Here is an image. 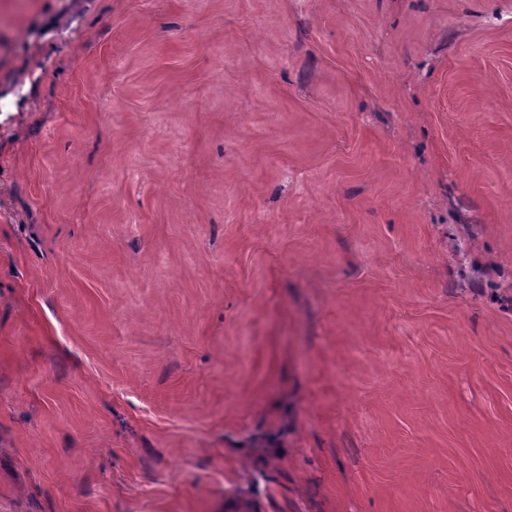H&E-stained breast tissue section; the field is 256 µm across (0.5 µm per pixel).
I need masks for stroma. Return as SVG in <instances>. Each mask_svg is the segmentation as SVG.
<instances>
[{
  "label": "stroma",
  "mask_w": 512,
  "mask_h": 512,
  "mask_svg": "<svg viewBox=\"0 0 512 512\" xmlns=\"http://www.w3.org/2000/svg\"><path fill=\"white\" fill-rule=\"evenodd\" d=\"M0 512H512V0H0Z\"/></svg>",
  "instance_id": "stroma-1"
}]
</instances>
